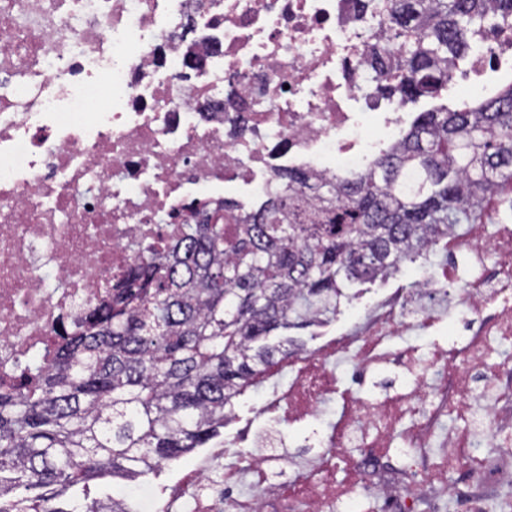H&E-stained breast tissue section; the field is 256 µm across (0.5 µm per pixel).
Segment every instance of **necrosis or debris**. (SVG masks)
<instances>
[{"label":"necrosis or debris","instance_id":"4bbe7bcc","mask_svg":"<svg viewBox=\"0 0 512 512\" xmlns=\"http://www.w3.org/2000/svg\"><path fill=\"white\" fill-rule=\"evenodd\" d=\"M395 33L388 0H0V382L104 294L132 243L218 213L242 223L251 208L235 191L261 200L277 173L346 179L389 153L414 120ZM466 42L444 85L458 111L512 85V11L489 6ZM448 251L450 268L412 298L257 375V408L278 423L334 403L302 442L315 465L289 464L271 432L259 452L216 451L178 498L140 495L143 512H328L354 491L417 512L451 498L462 462L475 485L505 483L478 445L512 460V362L491 360L512 340V225H473ZM449 304L448 345L390 347L439 329ZM343 360L354 387L399 368L403 393L341 388ZM340 448L360 451L342 482Z\"/></svg>","mask_w":512,"mask_h":512}]
</instances>
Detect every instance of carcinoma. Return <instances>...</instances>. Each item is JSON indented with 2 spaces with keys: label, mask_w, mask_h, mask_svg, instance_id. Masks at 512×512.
<instances>
[{
  "label": "carcinoma",
  "mask_w": 512,
  "mask_h": 512,
  "mask_svg": "<svg viewBox=\"0 0 512 512\" xmlns=\"http://www.w3.org/2000/svg\"><path fill=\"white\" fill-rule=\"evenodd\" d=\"M487 0H392L415 101L483 19ZM234 231L180 224L137 243L109 295L0 384V512H137L127 499L67 496L133 480L204 447L261 368L301 350L279 330L329 321L346 284L388 277L490 205L512 209V87L472 111L419 114L370 172L281 176Z\"/></svg>",
  "instance_id": "carcinoma-1"
}]
</instances>
